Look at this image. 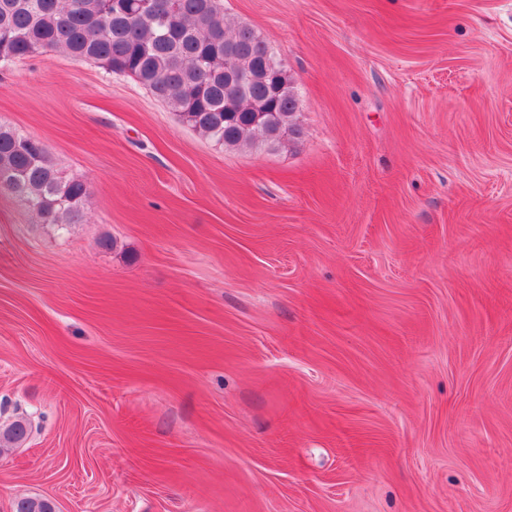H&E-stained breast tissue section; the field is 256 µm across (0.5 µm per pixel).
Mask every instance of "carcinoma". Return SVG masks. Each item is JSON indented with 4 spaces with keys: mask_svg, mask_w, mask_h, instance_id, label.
<instances>
[{
    "mask_svg": "<svg viewBox=\"0 0 512 512\" xmlns=\"http://www.w3.org/2000/svg\"><path fill=\"white\" fill-rule=\"evenodd\" d=\"M125 2L136 0H0V63L49 52L94 62L135 78L183 124L224 146L301 137L295 94L271 96L258 74L273 52L253 28L231 24L221 0H146L139 16ZM226 70L256 77L241 93L224 82ZM2 185L45 224L76 223L89 196L85 181L58 175L39 140L0 124ZM29 434L24 416L1 426L0 454ZM14 509L53 512L51 500L36 496L17 499Z\"/></svg>",
    "mask_w": 512,
    "mask_h": 512,
    "instance_id": "carcinoma-1",
    "label": "carcinoma"
}]
</instances>
